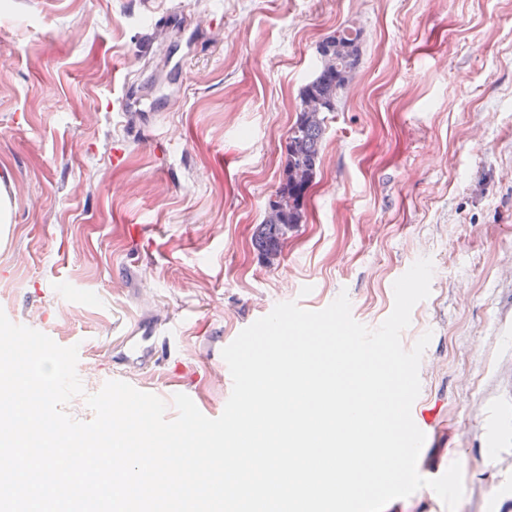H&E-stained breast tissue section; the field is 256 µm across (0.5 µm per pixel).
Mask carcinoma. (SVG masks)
Masks as SVG:
<instances>
[{
    "label": "carcinoma",
    "mask_w": 512,
    "mask_h": 512,
    "mask_svg": "<svg viewBox=\"0 0 512 512\" xmlns=\"http://www.w3.org/2000/svg\"><path fill=\"white\" fill-rule=\"evenodd\" d=\"M361 31L344 27L318 46L321 67L300 93V111L290 128L283 177L255 234V246L266 259L281 251L288 229L302 223L304 201L321 164L326 112L336 111L340 96L360 64Z\"/></svg>",
    "instance_id": "cac0c4a2"
}]
</instances>
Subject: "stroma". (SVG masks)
<instances>
[{
  "label": "stroma",
  "mask_w": 512,
  "mask_h": 512,
  "mask_svg": "<svg viewBox=\"0 0 512 512\" xmlns=\"http://www.w3.org/2000/svg\"><path fill=\"white\" fill-rule=\"evenodd\" d=\"M0 0V311L81 344L84 390L121 380L223 411L221 352L281 302L347 292L378 327L393 284L431 259L424 474L460 461L457 512H512V444L484 424L512 362V0ZM164 28L155 23L161 12ZM362 32L328 113L302 224L253 244L282 177L317 47ZM151 314L156 364L108 366Z\"/></svg>",
  "instance_id": "35a3bbf8"
}]
</instances>
